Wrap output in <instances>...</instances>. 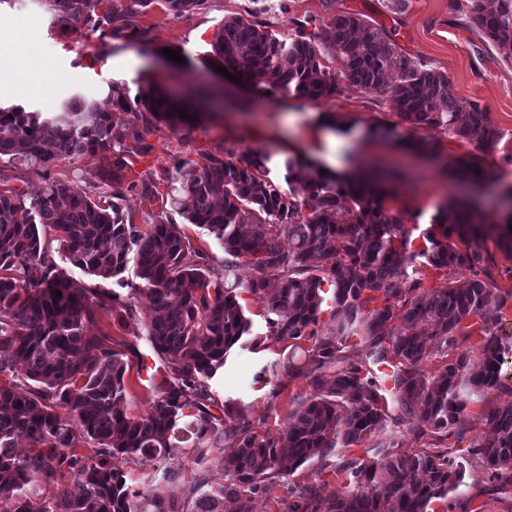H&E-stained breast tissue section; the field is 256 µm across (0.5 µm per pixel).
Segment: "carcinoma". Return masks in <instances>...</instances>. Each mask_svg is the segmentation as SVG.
I'll return each mask as SVG.
<instances>
[{
    "instance_id": "carcinoma-1",
    "label": "carcinoma",
    "mask_w": 512,
    "mask_h": 512,
    "mask_svg": "<svg viewBox=\"0 0 512 512\" xmlns=\"http://www.w3.org/2000/svg\"><path fill=\"white\" fill-rule=\"evenodd\" d=\"M160 1L172 17L200 8L205 0H44L62 36L81 30L98 39L120 36L114 22L135 8ZM470 19L483 38L512 59V0H470ZM279 35L259 20H224L210 59L257 84L296 98L317 100L339 92L328 59L342 64L343 79L365 92L386 93L396 115L415 127H440L454 137L493 149L503 138L479 103L459 96L448 76L397 52L385 34L360 14L340 11L329 22ZM399 70L389 84L386 72ZM161 97L145 93L134 127H117L112 112L129 101L118 85L103 95H72L62 112L21 105L0 106V158H20L43 173L59 161L112 151V185L99 201L72 183L48 179L31 202L21 193H0V512H181L175 501L133 489L112 460L137 456L167 467L183 442L203 457L226 440L234 400L218 402L211 381L224 372L233 348L250 335L231 275L241 265L255 278L247 291L264 304L268 335L289 343L288 357L272 366L273 377L307 381L309 395L294 399L285 438L254 430L235 431V451L224 457V482L200 496L197 512H223L224 499L250 512L251 494L269 491L309 459L334 449L356 448L392 425L409 424L426 447L413 455L351 457L336 467L353 487L322 500L306 488L288 487V512H435L461 485L464 463L448 450L467 443L468 456L488 472L490 492L512 512V403L484 408V430L469 434L464 413L474 399L488 400L501 386L512 337L497 328L512 302L500 288L495 260L479 247L494 230L473 204L440 208L420 234L402 215L385 207L395 198L371 175L346 176L317 170L293 173L288 190L272 174L269 154L207 156L165 173L173 207L190 224L213 233L224 247V266L185 262L188 236L169 221L144 230L123 212L117 186L124 184L126 155L147 153L145 134L155 122L192 125ZM474 181L487 177L480 159L459 161ZM352 204L354 221L337 214ZM499 225L498 247L512 253V213ZM55 231L58 248L46 234ZM291 243L284 248L283 238ZM421 244L414 245L415 238ZM101 279H118L133 268L153 315L147 340L162 362L157 397L145 414H127L125 354L107 334H89L95 308L122 321L129 311L114 290L83 288L61 268L55 254ZM439 286L422 289L424 268ZM467 278H462L463 272ZM61 291L57 297L54 292ZM335 326L318 332L320 315ZM474 317L470 324L465 320ZM482 341L479 358L458 353V342ZM364 347L365 357L346 351ZM438 355L435 372L420 362ZM395 403L394 415L389 403ZM30 448L19 454L15 439ZM92 446L84 458L66 449ZM70 474L81 493L40 498V483Z\"/></svg>"
}]
</instances>
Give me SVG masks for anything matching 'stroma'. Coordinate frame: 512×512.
<instances>
[{
	"mask_svg": "<svg viewBox=\"0 0 512 512\" xmlns=\"http://www.w3.org/2000/svg\"><path fill=\"white\" fill-rule=\"evenodd\" d=\"M342 10L362 14L394 43L398 53L442 71L461 97L485 108L503 134L497 147L484 152L477 143L450 138L442 128L397 122L385 96L352 85H342L336 96L308 101L266 92L246 80L231 81L208 60L224 18L251 13L284 35L291 33L297 22L325 23ZM132 24L134 33L105 46L92 36H59L41 0H0V59L18 75L27 70L28 53L33 50L49 63L53 73L67 79L59 91L23 98L14 95L8 81H1L0 104L57 112L70 95L97 94L111 82L124 88L133 102L150 89L170 99L184 98L196 88L206 90L210 112L199 125L190 128L159 123L147 138L151 151L130 157L126 169V179L134 187L124 195L125 209L140 225L159 218L182 225L192 245L186 254L188 263L203 259L210 267L219 268L224 262V248L213 233L185 223L171 204L161 201V194L168 190L163 173L175 164L199 162L227 150L238 155L269 152L277 160L289 158L306 175L331 162L340 173L375 168L386 176L405 223L422 229L453 198L476 202L491 223L507 207L503 193L512 187V62H504L495 50L485 48L476 28L452 9L450 0H407L406 8L400 11L393 8L392 0H206L201 9L180 18L167 15L159 0H154ZM167 48L179 51L181 62L166 58L163 51ZM379 121L395 124L392 137L370 134V126ZM409 138L435 145L437 157L406 147ZM472 155L479 156L493 175L479 188L459 167L460 159ZM145 186L156 187L157 200L142 195ZM254 276L247 266L235 272L244 289L240 301L252 320V331L264 335L265 341L253 350L235 348L223 379L213 390L218 400H236L237 424L251 423L280 436L288 429L292 398L307 394L308 388L302 380H285L276 386L258 377L263 366L285 359L289 348L265 335L263 307L246 291ZM130 304L131 311L120 324L113 322L110 312L97 311V322L90 331L106 333L113 349L128 344L137 347L144 365H159L145 339L150 300L146 294L135 293ZM230 453L229 445L224 444L209 449L200 460L186 454L170 475L134 457L119 460L118 466L135 487L177 500L184 512H195L197 499L218 482L224 458ZM340 461L337 454L312 458L297 469L291 481L311 487L323 498L343 494L347 479L336 470ZM488 486L480 466L468 467L464 483L455 493L454 512H498L499 505L488 495Z\"/></svg>",
	"mask_w": 512,
	"mask_h": 512,
	"instance_id": "stroma-1",
	"label": "stroma"
}]
</instances>
